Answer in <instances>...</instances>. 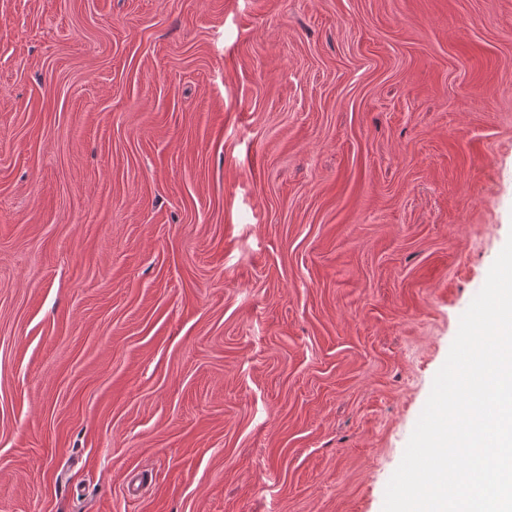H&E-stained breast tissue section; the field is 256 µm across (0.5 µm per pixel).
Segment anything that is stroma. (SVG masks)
Wrapping results in <instances>:
<instances>
[{
	"instance_id": "1",
	"label": "stroma",
	"mask_w": 512,
	"mask_h": 512,
	"mask_svg": "<svg viewBox=\"0 0 512 512\" xmlns=\"http://www.w3.org/2000/svg\"><path fill=\"white\" fill-rule=\"evenodd\" d=\"M512 235V0H0V512H383Z\"/></svg>"
}]
</instances>
